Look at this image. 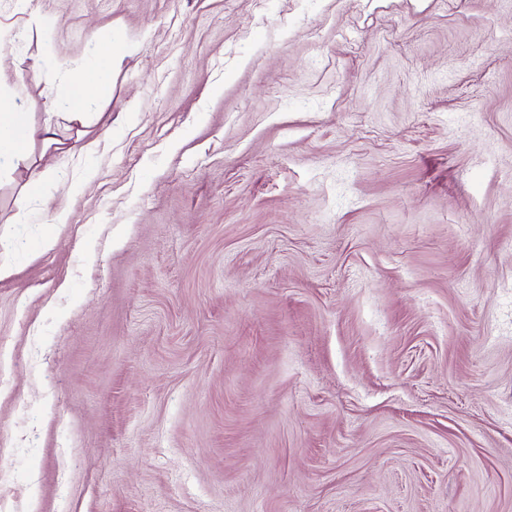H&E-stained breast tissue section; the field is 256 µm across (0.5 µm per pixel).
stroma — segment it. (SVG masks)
<instances>
[{"label": "stroma", "mask_w": 512, "mask_h": 512, "mask_svg": "<svg viewBox=\"0 0 512 512\" xmlns=\"http://www.w3.org/2000/svg\"><path fill=\"white\" fill-rule=\"evenodd\" d=\"M0 82L12 512H512V0H0ZM108 60V56L96 59L88 68L95 78L81 82L67 92L66 99L72 111L68 114L72 119L81 120L84 117L85 112L81 111L88 98L107 94L108 87L102 71ZM32 129L26 113L15 111V97L0 94V157L10 163L9 172L35 163L29 145Z\"/></svg>", "instance_id": "1"}]
</instances>
